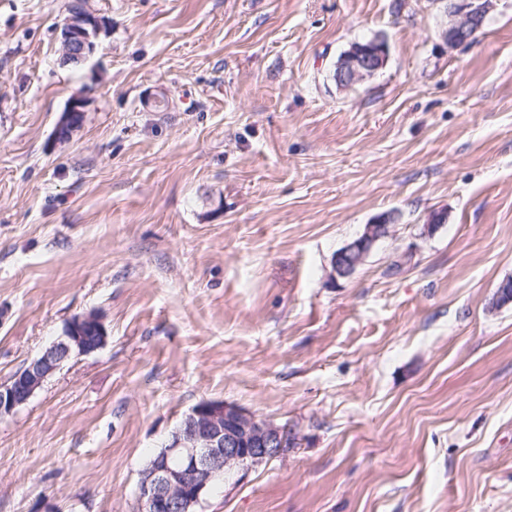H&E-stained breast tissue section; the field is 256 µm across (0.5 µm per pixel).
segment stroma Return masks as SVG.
<instances>
[{
  "instance_id": "obj_1",
  "label": "stroma",
  "mask_w": 512,
  "mask_h": 512,
  "mask_svg": "<svg viewBox=\"0 0 512 512\" xmlns=\"http://www.w3.org/2000/svg\"><path fill=\"white\" fill-rule=\"evenodd\" d=\"M69 2L0 0V384L74 317L107 340L0 417V512H138L204 400L299 446L198 512H512V0L456 48L448 0H88L76 67ZM104 29L103 18L88 2L80 0L67 12L60 28V51L64 64L79 65L97 49ZM381 53H372L361 47L351 50L337 64L336 81L339 86H350L373 77L381 69ZM84 104L81 99L71 101L67 109L61 115L56 130L55 137L57 140L64 141L69 139L78 129V124L73 122V117L78 112H84ZM394 221L392 213L377 217L373 223L366 224L363 233L344 250L336 255L333 269L336 277H350L356 268L363 263L376 243L390 235L391 224Z\"/></svg>"
}]
</instances>
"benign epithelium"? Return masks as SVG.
Listing matches in <instances>:
<instances>
[{
    "label": "benign epithelium",
    "instance_id": "benign-epithelium-1",
    "mask_svg": "<svg viewBox=\"0 0 512 512\" xmlns=\"http://www.w3.org/2000/svg\"><path fill=\"white\" fill-rule=\"evenodd\" d=\"M491 6V0H449L448 44H468L482 29ZM103 29V18L87 0H80L67 12L60 28L62 62H85L96 51ZM381 58L382 54L361 47L350 51L337 64V84L350 86L374 76L381 69ZM83 108L82 100L71 101L58 121L56 139L67 140L77 131L73 117ZM393 221L394 215L386 213L365 225L359 238L336 255V276H351L376 243L390 235ZM84 325L98 329L100 336L96 342L89 343L83 335ZM105 339L103 323L96 315L74 318L64 335L27 370L10 383L0 385V416L26 403L72 357L100 349ZM288 437V428L258 420L235 405L211 400L198 403L181 421L162 452L142 471L139 512H196L215 479L288 458L292 452Z\"/></svg>",
    "mask_w": 512,
    "mask_h": 512
}]
</instances>
